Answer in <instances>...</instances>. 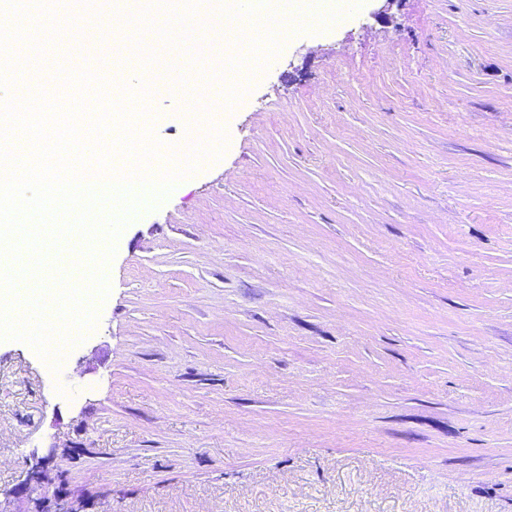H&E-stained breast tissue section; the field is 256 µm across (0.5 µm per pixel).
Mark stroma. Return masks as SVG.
Here are the masks:
<instances>
[{"label": "stroma", "mask_w": 512, "mask_h": 512, "mask_svg": "<svg viewBox=\"0 0 512 512\" xmlns=\"http://www.w3.org/2000/svg\"><path fill=\"white\" fill-rule=\"evenodd\" d=\"M257 43L200 44L147 95L164 154L227 135L108 264L96 326L59 372L0 341V494L32 452L84 512H512V0H304ZM47 9L0 38L55 85ZM120 29L75 69L170 77ZM202 127L186 102L216 84Z\"/></svg>", "instance_id": "stroma-1"}]
</instances>
